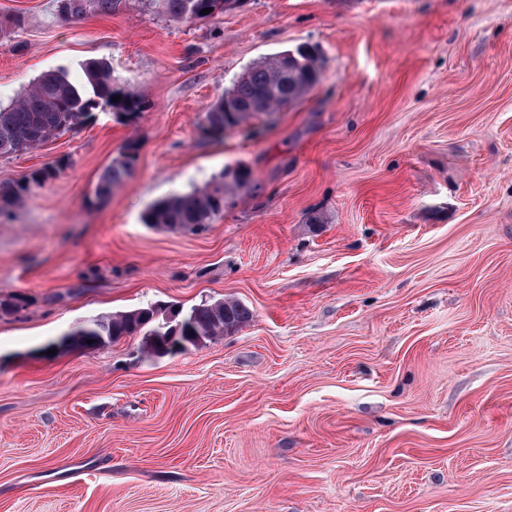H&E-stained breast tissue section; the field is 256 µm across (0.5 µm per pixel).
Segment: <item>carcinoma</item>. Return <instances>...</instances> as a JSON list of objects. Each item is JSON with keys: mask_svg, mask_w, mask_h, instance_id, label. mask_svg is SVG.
I'll use <instances>...</instances> for the list:
<instances>
[{"mask_svg": "<svg viewBox=\"0 0 512 512\" xmlns=\"http://www.w3.org/2000/svg\"><path fill=\"white\" fill-rule=\"evenodd\" d=\"M63 13L79 16L88 10L110 12L119 0H61ZM164 13L179 23L196 21L204 16L224 13L233 0H155ZM208 8L204 16L200 11ZM320 58L309 48H297L288 67L281 65L279 55L267 56L248 67L232 87L205 113L206 130L214 136H224V130L248 120L271 115L297 104L322 79ZM81 84L70 82L65 75L47 72L41 75L17 99L7 106L0 105V156L27 153L41 148L52 138L83 124L99 107L112 109L115 118L125 124L135 122L144 110L143 100L113 89L112 71L107 64L89 61L84 67ZM119 97L116 102L113 97ZM138 144L126 141L118 156L106 166L94 187L97 203H105L126 178L137 160ZM56 174V168L33 171L21 183H0V216L7 209L42 187ZM232 182L205 186L186 194H174L154 203L144 214L143 221L151 227L197 229L224 212L229 190L248 184L250 171L239 168L229 172ZM251 318L250 310L238 301H202L180 312L178 335L191 345L211 336L234 332ZM141 337L167 335L159 321L133 320L120 312L94 317L75 330L71 348L103 347L124 334Z\"/></svg>", "mask_w": 512, "mask_h": 512, "instance_id": "cac0c4a2", "label": "carcinoma"}]
</instances>
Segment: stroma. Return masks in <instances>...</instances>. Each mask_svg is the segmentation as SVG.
Instances as JSON below:
<instances>
[{
	"mask_svg": "<svg viewBox=\"0 0 512 512\" xmlns=\"http://www.w3.org/2000/svg\"><path fill=\"white\" fill-rule=\"evenodd\" d=\"M302 44L323 75L299 104L204 130L246 67ZM90 60L136 122L99 109L0 156L2 183L59 169L0 219V512H512V0H236L191 24L0 0L1 105ZM240 166L210 224H144ZM205 299L252 318L172 356L45 350ZM138 144L127 140L120 148L118 156L106 166L94 187V198L97 203L107 202L126 178H128L137 160Z\"/></svg>",
	"mask_w": 512,
	"mask_h": 512,
	"instance_id": "35a3bbf8",
	"label": "stroma"
}]
</instances>
